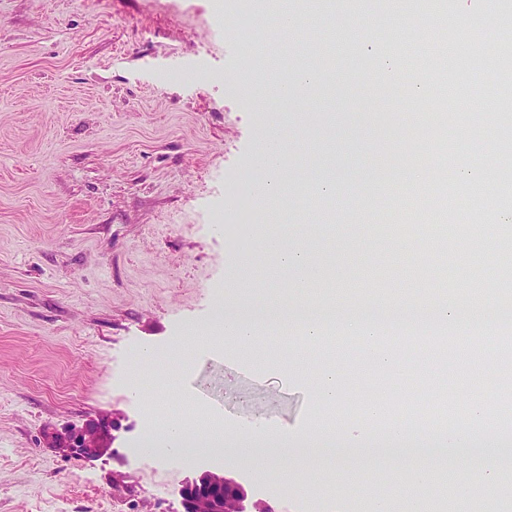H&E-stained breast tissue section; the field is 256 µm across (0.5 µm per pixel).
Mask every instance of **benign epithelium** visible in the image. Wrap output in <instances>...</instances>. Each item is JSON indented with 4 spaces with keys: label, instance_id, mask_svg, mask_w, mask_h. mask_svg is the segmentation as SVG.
Listing matches in <instances>:
<instances>
[{
    "label": "benign epithelium",
    "instance_id": "benign-epithelium-1",
    "mask_svg": "<svg viewBox=\"0 0 512 512\" xmlns=\"http://www.w3.org/2000/svg\"><path fill=\"white\" fill-rule=\"evenodd\" d=\"M119 425L107 418L92 421L80 428L57 431L52 443L58 450L87 460L110 454L113 432ZM183 512H269L271 507L255 500L246 487L221 470H204L185 483L180 490Z\"/></svg>",
    "mask_w": 512,
    "mask_h": 512
}]
</instances>
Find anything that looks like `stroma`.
Instances as JSON below:
<instances>
[{"label": "stroma", "mask_w": 512, "mask_h": 512, "mask_svg": "<svg viewBox=\"0 0 512 512\" xmlns=\"http://www.w3.org/2000/svg\"><path fill=\"white\" fill-rule=\"evenodd\" d=\"M288 9L304 17L297 34L270 37V14L254 18L259 34L245 44L227 34L238 0H0V512H182V485L206 468L274 512H371L357 469L281 465L260 480L216 456L142 452L148 414L129 391L135 375L166 392L170 415L190 396L199 417L292 438L322 425L374 432L370 390L392 394L390 422L418 429L428 386L455 385L462 372L478 399L461 405L463 419L498 415L499 372L466 336L451 360L447 342L390 333L394 366L381 370L358 337L329 333L326 355L347 378L331 413L311 397L318 362L295 328L268 330L274 356L260 371L219 338L185 371L139 365L146 348L175 354L183 326L204 322L228 288L245 300L260 284L306 306L323 296L358 309L432 306L425 267L457 297L482 293L492 324L496 288L512 289L496 244L512 222L500 176L512 161V73L489 63L512 43V11L452 0L443 23L386 0H355L337 16L304 0ZM314 65L315 93H281ZM390 68L405 83L367 85ZM268 134L288 145L284 194L255 202L239 228L224 220V180L255 172ZM323 182L335 195L321 194ZM436 211L480 226L479 244L453 236L439 247ZM242 233L292 241L320 275L295 290L249 262ZM469 252L477 284L456 264ZM105 415L121 424L110 456L89 462L53 447L52 432Z\"/></svg>", "instance_id": "1"}]
</instances>
